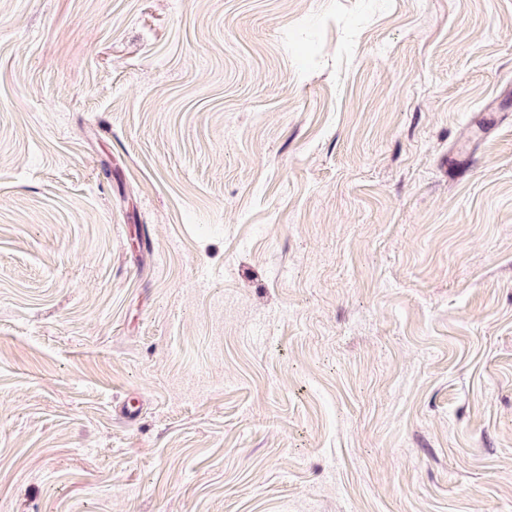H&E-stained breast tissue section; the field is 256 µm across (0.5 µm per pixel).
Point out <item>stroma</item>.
Returning <instances> with one entry per match:
<instances>
[{
    "label": "stroma",
    "instance_id": "obj_1",
    "mask_svg": "<svg viewBox=\"0 0 512 512\" xmlns=\"http://www.w3.org/2000/svg\"><path fill=\"white\" fill-rule=\"evenodd\" d=\"M0 512H512V0H0Z\"/></svg>",
    "mask_w": 512,
    "mask_h": 512
}]
</instances>
